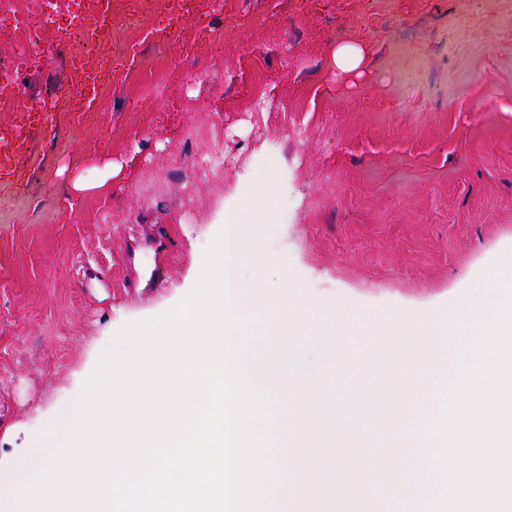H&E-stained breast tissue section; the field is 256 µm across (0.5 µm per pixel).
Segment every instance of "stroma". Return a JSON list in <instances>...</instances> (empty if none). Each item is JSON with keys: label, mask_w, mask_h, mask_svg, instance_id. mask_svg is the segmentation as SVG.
I'll return each instance as SVG.
<instances>
[{"label": "stroma", "mask_w": 512, "mask_h": 512, "mask_svg": "<svg viewBox=\"0 0 512 512\" xmlns=\"http://www.w3.org/2000/svg\"><path fill=\"white\" fill-rule=\"evenodd\" d=\"M44 0L0 10V71L25 90L0 131L64 86L82 36L39 25ZM158 39L161 16H115L118 68L96 112L31 132L23 186L0 191V471L39 446L124 325L195 285L226 216L273 170L262 244L299 290L419 314L470 292L512 251V14L500 0H223ZM363 37L361 75L337 43ZM159 64L162 92L144 85ZM261 92L274 116L240 106ZM221 179L203 173L210 156ZM114 176L109 193L77 176ZM164 229L169 278L148 287ZM372 48L362 43H341L332 53V64L341 72H351L367 61Z\"/></svg>", "instance_id": "stroma-1"}]
</instances>
